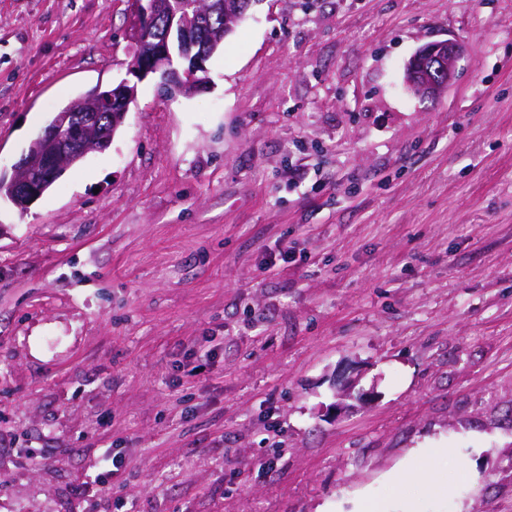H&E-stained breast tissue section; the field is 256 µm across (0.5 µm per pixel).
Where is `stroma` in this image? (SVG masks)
I'll return each mask as SVG.
<instances>
[{
	"label": "stroma",
	"instance_id": "1",
	"mask_svg": "<svg viewBox=\"0 0 512 512\" xmlns=\"http://www.w3.org/2000/svg\"><path fill=\"white\" fill-rule=\"evenodd\" d=\"M132 23L0 0V175L126 79ZM444 39L468 53L419 101ZM207 66L0 198V512H397L418 448L461 483L417 512H512V0H261ZM466 47L457 40L446 39L432 42L419 49L405 68V84L420 100L438 97L453 85L458 63L465 55ZM445 74L440 80L437 74ZM389 480L395 485L398 493L405 502V508L407 510H403L401 512H417L413 510V504L409 500L405 499V493L409 487L413 488L414 495L423 492L422 488H415V484L420 482L417 470L413 468V466L405 465L397 472L393 473Z\"/></svg>",
	"mask_w": 512,
	"mask_h": 512
}]
</instances>
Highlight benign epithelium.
<instances>
[{"instance_id": "7a95c632", "label": "benign epithelium", "mask_w": 512, "mask_h": 512, "mask_svg": "<svg viewBox=\"0 0 512 512\" xmlns=\"http://www.w3.org/2000/svg\"><path fill=\"white\" fill-rule=\"evenodd\" d=\"M262 0H134V40L142 61H133L127 73L139 81L154 76L179 92L194 93L208 82L207 62L221 41ZM466 47L457 40L432 42L419 49L405 68V84L417 98H435L453 85ZM136 85L127 79L102 93L95 91L78 105L61 112L37 138V154L22 156L9 182L30 207L74 163L91 151L108 148L111 128L125 121L135 101Z\"/></svg>"}]
</instances>
